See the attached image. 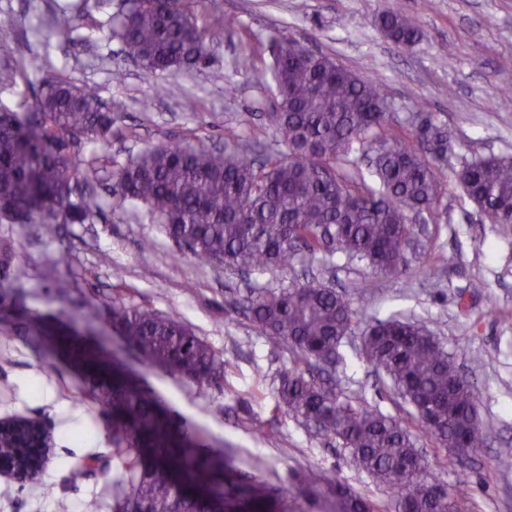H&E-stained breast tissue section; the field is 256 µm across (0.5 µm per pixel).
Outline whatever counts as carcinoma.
<instances>
[{
    "label": "carcinoma",
    "instance_id": "cac0c4a2",
    "mask_svg": "<svg viewBox=\"0 0 512 512\" xmlns=\"http://www.w3.org/2000/svg\"><path fill=\"white\" fill-rule=\"evenodd\" d=\"M375 22L387 38L411 46L422 36L418 21L388 0ZM115 35L146 72L176 75L207 64L214 33L197 24L185 0H137L120 13ZM270 71L277 89L274 129L259 160L244 153L177 143L148 147L118 167L112 193L143 204L176 243L215 267L288 269L314 258L328 242L374 271L407 270L410 214H438L446 187L435 162L453 151L449 133L427 119L393 133L395 103L372 76L305 48L285 31ZM112 111L94 85L78 88L57 78L45 83L34 109L18 113L0 104V220H37L48 236L58 224H82L97 210L92 193L73 197L90 183L94 160L72 157L73 144L109 147ZM366 165L377 187L359 167ZM465 197L495 224H512V158L478 157L456 172ZM23 268L7 244L0 247V279L16 280ZM260 335L295 353L281 373L278 401L318 435L334 437L354 465L395 489L394 512H465L457 487L441 497L416 437L379 410L342 400L319 383L311 368L333 360L354 329L356 310L346 295L323 284L260 291L238 301ZM112 326L130 350L199 385L219 386L224 358L175 315L112 302ZM31 342L54 368L60 339L39 319L26 324ZM90 378L87 398L112 433L113 512H235L225 496V449L201 453L175 424L162 401L145 392L119 360L100 372L98 354L64 344ZM359 356L383 373L413 408L419 430L436 447L476 457L486 447L479 425L476 386L464 377L428 329L387 317L368 324ZM31 425H0V456L34 463ZM336 512H379L377 505L336 483Z\"/></svg>",
    "mask_w": 512,
    "mask_h": 512
}]
</instances>
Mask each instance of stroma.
<instances>
[{
	"label": "stroma",
	"instance_id": "stroma-1",
	"mask_svg": "<svg viewBox=\"0 0 512 512\" xmlns=\"http://www.w3.org/2000/svg\"><path fill=\"white\" fill-rule=\"evenodd\" d=\"M221 3L239 24L210 45L207 66L152 76L109 32L123 0H0V72L17 74L15 84L0 85L1 103L31 111L45 80L61 77L76 86L97 85L114 113L109 154L98 162L91 182L102 208L99 217L61 225L52 237L35 224H0V245H11L26 271L22 280L0 286L9 320L7 331L0 332V419L40 420L53 438L49 461L36 479L0 474V512H112L111 466L93 473L82 468L87 456L111 448V434L95 407L80 403L85 384L75 370L45 369L22 329L30 317L119 355L202 448L229 449V495L256 484L264 489L262 512H329L333 492L300 494L308 473L318 471L387 512L393 490L357 470L340 441L309 431L278 403L279 374L293 355L287 345L257 335L232 306L253 290L311 281L365 295L357 306L358 328L342 342L331 372L341 396L409 422V405L355 353L362 327L396 312L424 323L477 383L488 438L483 454L445 452L424 435L417 446L440 485L465 486L468 512H512V471L496 464L500 454L512 453V225L481 215L454 177L465 161L512 157V110L494 103L497 88L512 84V0H399L423 30L410 47L393 43L375 25L384 0ZM63 6L78 9L64 34L54 23ZM284 29L354 72L379 74L401 117L422 109L451 135L454 150L448 164L438 167L447 186L441 216L425 212L415 218L403 275L377 274L337 250L320 251L287 271L205 266L143 206L119 202L107 192L117 166L153 144L188 141L220 148L233 140L257 150L269 142L273 130L266 114L276 103L271 40ZM249 53L254 69H237L238 59ZM34 55L44 63L42 71L22 73ZM116 70L123 72L122 81L113 80ZM146 238L153 248L145 252L140 243ZM438 253L447 256V264L426 273ZM48 266L55 268L57 283L43 279ZM478 280L485 283L484 292L472 291ZM115 300L183 319L223 357V384L197 386L122 350L107 320ZM474 355L483 357L482 366L471 365ZM46 484L53 486L52 495L44 494Z\"/></svg>",
	"mask_w": 512,
	"mask_h": 512
}]
</instances>
